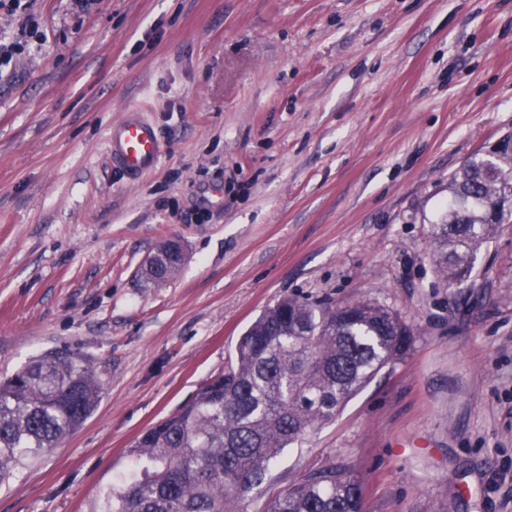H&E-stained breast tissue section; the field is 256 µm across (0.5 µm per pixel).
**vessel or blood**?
<instances>
[{"mask_svg":"<svg viewBox=\"0 0 512 512\" xmlns=\"http://www.w3.org/2000/svg\"><path fill=\"white\" fill-rule=\"evenodd\" d=\"M112 162L129 178L137 179L153 171L163 153L156 127L136 106L127 108L108 132Z\"/></svg>","mask_w":512,"mask_h":512,"instance_id":"vessel-or-blood-1","label":"vessel or blood"}]
</instances>
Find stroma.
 <instances>
[{"instance_id": "obj_1", "label": "stroma", "mask_w": 512, "mask_h": 512, "mask_svg": "<svg viewBox=\"0 0 512 512\" xmlns=\"http://www.w3.org/2000/svg\"><path fill=\"white\" fill-rule=\"evenodd\" d=\"M0 70V378L50 351L102 386L0 486V512H92L131 447L223 371L262 310L374 302L408 353L286 448L259 498L349 466L363 512H512V224L442 281L448 178L512 137V0H28ZM163 142L128 181L109 128ZM180 240L160 285L140 269ZM107 142L113 164L132 179L153 171L163 153L156 127L137 106L127 108L122 118L112 125Z\"/></svg>"}]
</instances>
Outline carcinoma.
<instances>
[{"label":"carcinoma","instance_id":"1","mask_svg":"<svg viewBox=\"0 0 512 512\" xmlns=\"http://www.w3.org/2000/svg\"><path fill=\"white\" fill-rule=\"evenodd\" d=\"M469 159L448 178L431 225L432 262L449 284L472 277L474 257L512 223V154ZM412 332L368 301L331 305L284 297L239 337L224 373L138 437L132 467L93 512H242L289 445L326 423L408 351ZM100 384L74 353L50 352L0 380V482L55 448L93 411ZM357 474L334 465L292 477L262 512H361Z\"/></svg>","mask_w":512,"mask_h":512}]
</instances>
